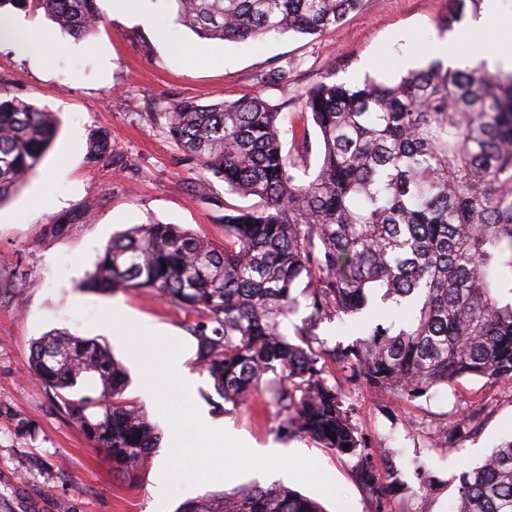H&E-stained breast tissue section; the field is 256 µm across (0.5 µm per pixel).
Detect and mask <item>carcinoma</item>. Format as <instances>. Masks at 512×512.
Here are the masks:
<instances>
[{"label":"carcinoma","mask_w":512,"mask_h":512,"mask_svg":"<svg viewBox=\"0 0 512 512\" xmlns=\"http://www.w3.org/2000/svg\"><path fill=\"white\" fill-rule=\"evenodd\" d=\"M169 2L200 38L247 41L329 31L362 0ZM482 3L454 0L447 23ZM8 6L42 9L76 37L101 22L97 0H0V25ZM332 77L302 94L320 141L309 181L261 96L170 104L171 139L228 192L258 202L224 207L221 249L176 224L137 225L112 239L83 286L155 288L197 313L198 361L224 402L266 386L282 436L356 458L377 492L380 470L328 369L405 400L466 377L512 380V72L436 59L393 84ZM55 133L51 113L0 92V203L37 172ZM302 304L294 341L282 324ZM373 308L397 319L370 326ZM335 319L361 334L320 340V323ZM30 370L118 472L157 447L145 412L123 398L124 370L96 340L50 331L33 343ZM85 379L100 394L70 398ZM459 480L457 512H512V440ZM179 512L323 509L275 483L189 498Z\"/></svg>","instance_id":"1"}]
</instances>
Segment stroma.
Instances as JSON below:
<instances>
[{
  "label": "stroma",
  "mask_w": 512,
  "mask_h": 512,
  "mask_svg": "<svg viewBox=\"0 0 512 512\" xmlns=\"http://www.w3.org/2000/svg\"><path fill=\"white\" fill-rule=\"evenodd\" d=\"M97 5L103 22L85 37L69 35L44 11L11 10L36 45L0 42V89L52 112L57 127L37 173L0 204V503L22 492L40 502L39 512H176L186 499L232 493L252 479L186 487L164 499L162 461L170 439L132 475H118L108 454L70 422L53 390L28 367L32 343L50 330L94 338L125 368V399L143 405L141 368L119 333L81 315L111 309L116 300L141 328H163L196 346L197 314L160 291L82 286L112 237L133 225L177 224L220 246L225 206L248 204L179 149L161 112L179 100L211 104L261 94L297 131L284 138L283 151L302 156L313 173L319 134L302 110V93L330 73L347 83L398 79L428 63L439 41H447L452 58L464 48L447 40L449 0H362L333 30L248 44L199 40L177 21L169 0ZM277 71L282 79H274ZM97 130L111 138L94 158L89 140ZM63 214L74 225L50 234L48 224ZM186 366L198 407L248 443L272 441L313 457L349 512H374L376 496L358 481L354 459L307 438H283L266 389L235 407L215 392L196 359ZM341 390L380 471L399 476L398 490L383 497L389 512H454L463 469L512 438V381L463 378L411 401L354 384ZM462 422L468 425L463 437H450Z\"/></svg>",
  "instance_id": "1"
}]
</instances>
